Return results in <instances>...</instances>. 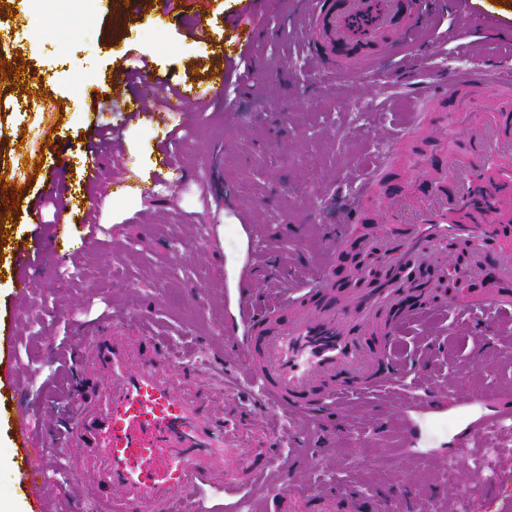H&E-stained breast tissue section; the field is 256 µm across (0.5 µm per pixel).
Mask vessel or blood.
Here are the masks:
<instances>
[{"label":"vessel or blood","instance_id":"vessel-or-blood-1","mask_svg":"<svg viewBox=\"0 0 512 512\" xmlns=\"http://www.w3.org/2000/svg\"><path fill=\"white\" fill-rule=\"evenodd\" d=\"M434 0H300L309 35L308 51L319 69L339 75L359 70L366 81L381 76L379 60L424 42ZM434 68L422 57L410 76L413 112L384 139L354 193L349 224L331 239L340 252L357 231L367 202L378 191L401 150L425 125L434 103L421 85ZM134 112H183L197 105L192 88L173 87L149 69L133 80ZM449 96L483 99L487 108L464 121L468 147L451 159L457 179L439 182L431 199L403 191L393 202L412 216L396 230L380 229L361 238L365 250L385 257L375 285L336 294L327 271L315 274L306 292H293L259 312L244 311L246 334L240 344L244 371L240 386L265 397L289 422L306 420L346 395L405 389V375L392 345L401 327L415 317L447 315L449 304L511 310L512 295L489 290L455 302L429 299L409 306L412 260L430 267L434 278L448 273L440 245L493 240L501 256L512 255V69L473 68L452 77ZM93 353L105 378L106 406L82 410L79 444L97 469L89 496L107 494L106 512H174L206 486L222 490L254 488L271 472L276 431L264 432L257 447L241 453L226 437L223 406L179 392L166 371L169 352L149 338L130 341L99 331ZM272 512H363L358 491L323 494L313 501L292 499L280 488L268 500Z\"/></svg>","mask_w":512,"mask_h":512}]
</instances>
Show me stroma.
Instances as JSON below:
<instances>
[{"instance_id": "stroma-1", "label": "stroma", "mask_w": 512, "mask_h": 512, "mask_svg": "<svg viewBox=\"0 0 512 512\" xmlns=\"http://www.w3.org/2000/svg\"><path fill=\"white\" fill-rule=\"evenodd\" d=\"M73 7L92 12V23L67 29L58 14H32L27 0H0V40L11 47L0 65L23 62L44 93L28 108L19 87L0 79V183L19 200L0 234L24 261L17 274L0 275V390L13 399L0 412V496L26 500L32 512H94L82 494L91 464L68 415L103 385L94 330L109 321L173 346L185 391L213 381L244 294L272 302L323 264L344 283L357 246L328 251L350 216L343 181L409 111L397 84L321 83L297 0H135L117 24L111 0ZM464 9L447 0L421 45L438 76L494 63L512 47V0H499L479 26ZM243 30L258 34L246 54L236 42ZM145 64L173 86L223 68L224 95L190 115H131V79ZM340 97L353 108L337 109ZM461 143L431 123L411 151L444 172ZM55 155L65 174L51 167ZM73 197L89 220L60 224L56 205ZM55 240L67 245L66 259L34 256L37 244ZM470 316L400 334L398 356L425 387L407 390L385 416L372 396L336 408L322 421L329 434L298 450L286 417L224 392L234 447H250L273 425L301 489L359 488L392 498L397 512L431 502L454 512L466 494L472 512H512V443L497 459L495 484L478 485L469 465L489 428L512 413V350L501 342L512 312ZM451 459L458 465L448 474ZM34 466L42 471L35 484ZM258 503L251 490L206 487L196 512H259Z\"/></svg>"}]
</instances>
